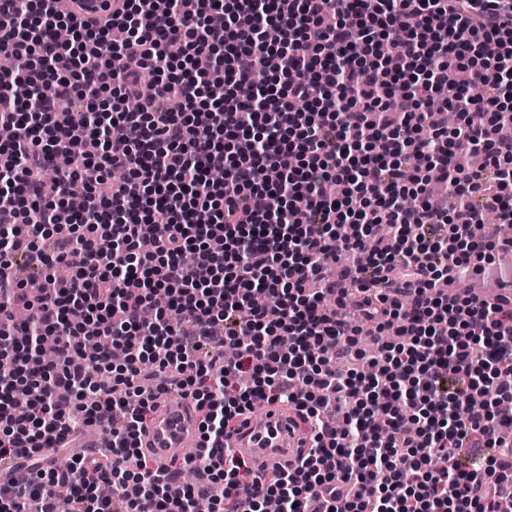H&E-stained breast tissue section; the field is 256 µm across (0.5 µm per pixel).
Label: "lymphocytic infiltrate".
I'll list each match as a JSON object with an SVG mask.
<instances>
[{
  "instance_id": "1",
  "label": "lymphocytic infiltrate",
  "mask_w": 512,
  "mask_h": 512,
  "mask_svg": "<svg viewBox=\"0 0 512 512\" xmlns=\"http://www.w3.org/2000/svg\"><path fill=\"white\" fill-rule=\"evenodd\" d=\"M113 2L98 26L58 0L23 14L0 0V51L18 61L0 73V126L17 130L0 144V456L33 473L0 484V512L33 498L41 512H191L201 498L258 512L259 489L282 512H512V495L454 461L476 435L487 471L512 465L491 454L512 431V299L435 291L508 252L476 212L512 218V0ZM74 112L90 116L77 139ZM115 168L125 181L100 195ZM434 173L452 209L430 194ZM76 194L84 211L58 223ZM340 251L354 262L335 280ZM18 252L38 294L12 275ZM347 280L367 353L361 328L322 305ZM89 322L107 347L83 337ZM174 388L205 451L179 487L140 451ZM258 399L288 406L308 443L262 483L226 444ZM90 427L108 454L59 457Z\"/></svg>"
}]
</instances>
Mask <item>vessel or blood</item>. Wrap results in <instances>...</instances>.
I'll use <instances>...</instances> for the list:
<instances>
[{
    "label": "vessel or blood",
    "instance_id": "obj_1",
    "mask_svg": "<svg viewBox=\"0 0 512 512\" xmlns=\"http://www.w3.org/2000/svg\"><path fill=\"white\" fill-rule=\"evenodd\" d=\"M62 4L75 15L101 22L112 13V0H62ZM288 417V411L263 404L261 419H246L229 437L232 451L252 462L257 477L298 461V444ZM141 442L155 468L166 471L179 459L181 449L198 445V418L191 411L161 406L148 421Z\"/></svg>",
    "mask_w": 512,
    "mask_h": 512
}]
</instances>
